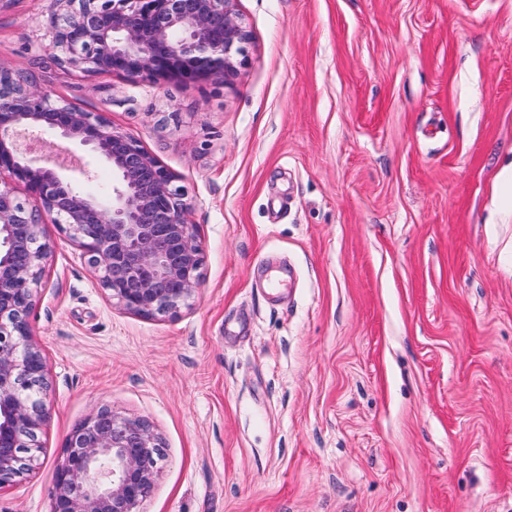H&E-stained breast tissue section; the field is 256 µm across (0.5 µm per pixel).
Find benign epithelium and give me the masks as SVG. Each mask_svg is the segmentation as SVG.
<instances>
[{
    "label": "benign epithelium",
    "instance_id": "obj_1",
    "mask_svg": "<svg viewBox=\"0 0 512 512\" xmlns=\"http://www.w3.org/2000/svg\"><path fill=\"white\" fill-rule=\"evenodd\" d=\"M231 2L51 0L54 60L90 75L223 83L250 39ZM55 138L108 165L111 189L89 191L58 158L46 165L39 148ZM176 181L103 113L54 103L33 74L0 66V490L31 471L50 418L47 363L30 322L49 255L45 225L78 244L125 311L175 312L201 287L204 262L192 200ZM163 459L146 420L95 408L65 438L50 512H141Z\"/></svg>",
    "mask_w": 512,
    "mask_h": 512
}]
</instances>
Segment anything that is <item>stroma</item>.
Returning <instances> with one entry per match:
<instances>
[{
	"instance_id": "obj_1",
	"label": "stroma",
	"mask_w": 512,
	"mask_h": 512,
	"mask_svg": "<svg viewBox=\"0 0 512 512\" xmlns=\"http://www.w3.org/2000/svg\"><path fill=\"white\" fill-rule=\"evenodd\" d=\"M50 3L0 0V65L178 175L204 282L130 314L47 225L52 411L0 512H50L103 405L164 443L143 512H512V0H234L237 74L189 86L55 66Z\"/></svg>"
}]
</instances>
